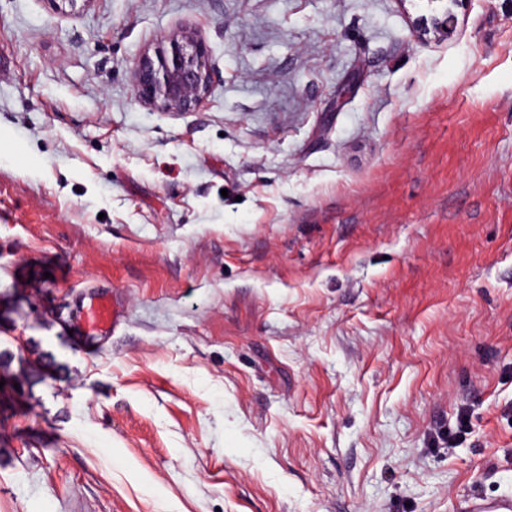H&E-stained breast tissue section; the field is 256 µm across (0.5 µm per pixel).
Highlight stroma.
<instances>
[{
  "instance_id": "35a3bbf8",
  "label": "stroma",
  "mask_w": 512,
  "mask_h": 512,
  "mask_svg": "<svg viewBox=\"0 0 512 512\" xmlns=\"http://www.w3.org/2000/svg\"><path fill=\"white\" fill-rule=\"evenodd\" d=\"M182 27L210 93L140 104ZM473 493L512 496V0H0V512ZM114 322L112 306L102 297L91 296L86 305L85 323L93 332L105 331Z\"/></svg>"
}]
</instances>
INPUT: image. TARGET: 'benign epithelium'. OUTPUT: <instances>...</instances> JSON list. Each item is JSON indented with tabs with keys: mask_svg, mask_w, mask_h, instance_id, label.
Here are the masks:
<instances>
[{
	"mask_svg": "<svg viewBox=\"0 0 512 512\" xmlns=\"http://www.w3.org/2000/svg\"><path fill=\"white\" fill-rule=\"evenodd\" d=\"M168 40L169 55H141L133 75L135 95L146 106L192 112L210 91L208 51L191 29H179Z\"/></svg>",
	"mask_w": 512,
	"mask_h": 512,
	"instance_id": "7a95c632",
	"label": "benign epithelium"
}]
</instances>
